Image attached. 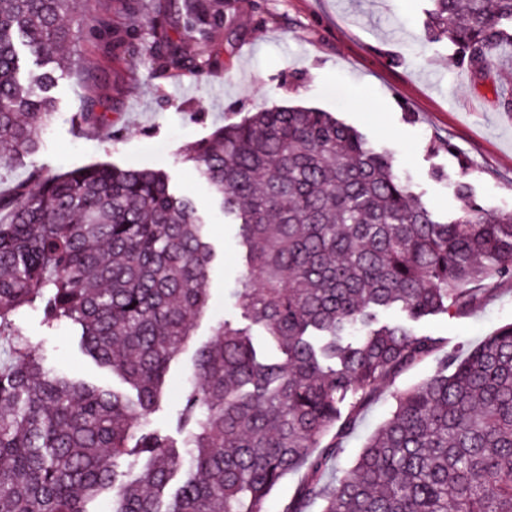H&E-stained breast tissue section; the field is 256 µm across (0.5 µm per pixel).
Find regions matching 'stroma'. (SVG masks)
<instances>
[{
	"label": "stroma",
	"instance_id": "1",
	"mask_svg": "<svg viewBox=\"0 0 512 512\" xmlns=\"http://www.w3.org/2000/svg\"><path fill=\"white\" fill-rule=\"evenodd\" d=\"M154 2L141 0L138 14L128 16L121 0H82L81 28L91 27L108 8L115 21L134 26L136 38L110 56L82 42V65L58 78L52 127L41 134L34 156L0 167V191L9 192L38 167L109 164L166 172L175 191L192 199L215 253L205 283L207 304L188 346L170 364L160 407L147 417L150 428L175 440L196 352L212 341L218 323L249 329L261 357L281 358L263 327L232 297L245 270L238 227L228 223L220 199L186 161L188 149L216 128L272 105L312 107L385 152L436 214L459 213L473 201L491 212L512 211V112L498 105L499 96L512 95V45L499 46L490 73L481 76L458 63L447 41H426L430 0H234L230 23L211 44L219 66L200 78L151 80L146 33ZM89 95L112 115L111 127L93 134L71 121ZM466 163L473 174L464 196L458 183ZM16 323L47 367L99 386H119L118 377L82 352L76 327L48 323L33 309ZM509 323L512 285H502L467 313L430 315L412 327L462 355ZM437 367V358H428L382 387L345 444L342 468L352 466L364 437L386 419L393 393L420 383Z\"/></svg>",
	"mask_w": 512,
	"mask_h": 512
}]
</instances>
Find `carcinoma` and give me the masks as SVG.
I'll list each match as a JSON object with an SVG mask.
<instances>
[{
  "label": "carcinoma",
  "instance_id": "1",
  "mask_svg": "<svg viewBox=\"0 0 512 512\" xmlns=\"http://www.w3.org/2000/svg\"><path fill=\"white\" fill-rule=\"evenodd\" d=\"M75 0H0V162L35 153L50 95L80 66ZM427 36L483 74L512 44V0H431ZM232 0H157L149 77L202 75ZM87 36L126 46L99 14ZM52 69L27 83L19 45ZM89 96L79 128L112 123ZM188 157L239 225L246 273L234 296L283 359L263 361L248 330L224 321L196 352L202 384L184 394L175 444L142 424L206 304L213 250L192 201L160 170L94 165L32 171L0 195V512H267L305 470L285 512H512V323L394 395L353 465L338 462L361 409L440 341L410 320L466 313L512 284V212L475 204L442 220L387 155L327 112L272 106L216 129ZM26 309L80 329L85 352L122 376L126 395L45 368L15 324ZM352 398L350 409L342 404ZM130 457L144 460L127 475ZM193 473L163 497L185 458ZM336 474L330 484L323 474ZM303 472L287 475L272 492L268 501V512H282V509L296 496Z\"/></svg>",
  "mask_w": 512,
  "mask_h": 512
}]
</instances>
